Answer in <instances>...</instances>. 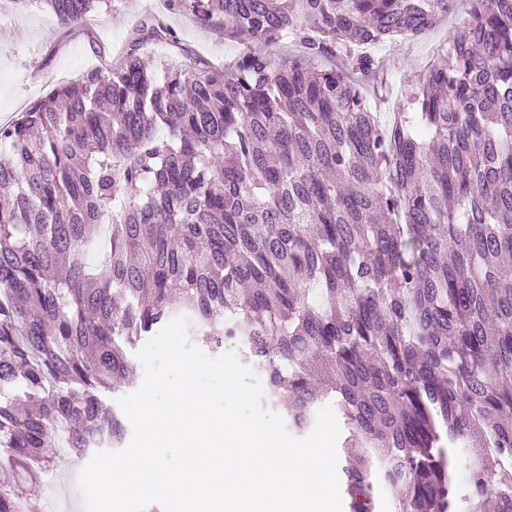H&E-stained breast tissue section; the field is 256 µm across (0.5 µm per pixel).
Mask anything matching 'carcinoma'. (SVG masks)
<instances>
[{
  "mask_svg": "<svg viewBox=\"0 0 512 512\" xmlns=\"http://www.w3.org/2000/svg\"><path fill=\"white\" fill-rule=\"evenodd\" d=\"M8 2L64 26L112 8ZM166 2L323 66L186 69L134 44L0 124V470L17 475L0 512H27L59 436L124 448L106 395L178 316L235 343L296 434L336 405L348 512H377L380 485L393 512H512V0H469L388 125L358 81L377 59L354 48L456 0Z\"/></svg>",
  "mask_w": 512,
  "mask_h": 512,
  "instance_id": "1",
  "label": "carcinoma"
}]
</instances>
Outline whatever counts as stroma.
<instances>
[{"mask_svg": "<svg viewBox=\"0 0 512 512\" xmlns=\"http://www.w3.org/2000/svg\"><path fill=\"white\" fill-rule=\"evenodd\" d=\"M159 14L179 39L182 50L176 53L164 44L151 42L142 50L147 59L165 58L178 65L190 58L220 65L225 57L245 47L226 40L223 28H203L165 10L163 0H114L111 9H98L87 21L68 28L49 11L35 6L0 19V123L14 120L34 100L76 79L86 68L117 59L123 48L141 38L142 22ZM460 21L457 14L446 17L423 35L399 37L376 48L378 74L386 79L391 92L388 103L379 110L381 118L406 107L414 76L428 68ZM84 464V459L65 457L56 477L38 488L35 512H47L52 505L58 512H85L77 488V475Z\"/></svg>", "mask_w": 512, "mask_h": 512, "instance_id": "obj_1", "label": "stroma"}]
</instances>
